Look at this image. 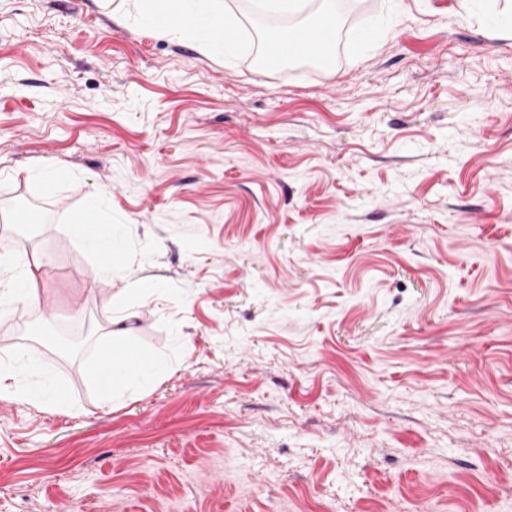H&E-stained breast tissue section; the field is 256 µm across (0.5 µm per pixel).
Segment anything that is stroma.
Returning <instances> with one entry per match:
<instances>
[{
    "instance_id": "1",
    "label": "stroma",
    "mask_w": 512,
    "mask_h": 512,
    "mask_svg": "<svg viewBox=\"0 0 512 512\" xmlns=\"http://www.w3.org/2000/svg\"><path fill=\"white\" fill-rule=\"evenodd\" d=\"M257 2L0 0V512H512V0H335L276 70L207 45ZM147 16L159 32L166 33L188 19L184 0H142ZM336 33L325 27L313 30L288 43V47L276 57L274 65L280 66L284 59H306L319 68H330L335 58ZM82 225H84L90 233H94V234L86 233L83 230V228L81 227V225H78V224H70L69 227H70V230L78 237H80L84 240H96L99 243L102 251L107 255V257L104 259L105 263L101 266V269L112 275V268L114 269V268L119 267L117 260L120 256L116 257L119 253L117 251H115L114 249H112V242L104 239L106 237L105 234L97 235V234L101 233V230L97 224H82ZM47 263L42 259L24 261L18 265L14 255L0 253L1 274H9L6 286L14 296L29 301H38L42 294V279L39 270ZM112 335L113 337L99 349L96 360L91 366L92 373L100 382L106 396H110L114 387L119 384V381H122L123 377L117 378V370H123L125 375L136 368L146 365L154 358L150 354L140 353L136 360L126 359L124 362H118V358L124 357L128 351L124 343L119 339V336L124 334L112 332L111 330L109 336ZM14 394L19 400L36 404L38 400L30 393L28 385H23L16 375V368L12 363L0 364V393Z\"/></svg>"
}]
</instances>
